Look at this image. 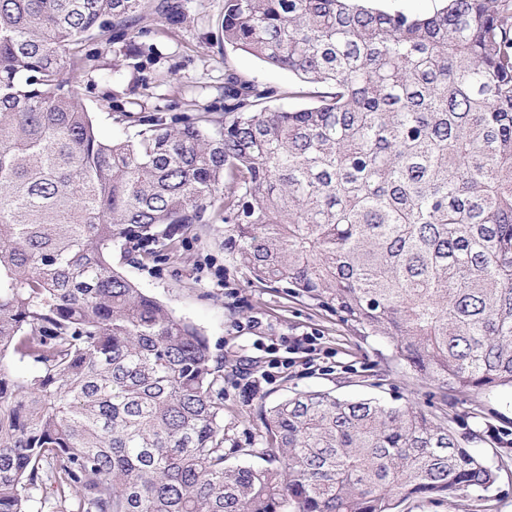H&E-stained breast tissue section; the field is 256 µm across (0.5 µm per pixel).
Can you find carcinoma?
<instances>
[{
	"label": "carcinoma",
	"mask_w": 512,
	"mask_h": 512,
	"mask_svg": "<svg viewBox=\"0 0 512 512\" xmlns=\"http://www.w3.org/2000/svg\"><path fill=\"white\" fill-rule=\"evenodd\" d=\"M224 0V124L142 120L105 141L69 46L149 0H0V512H400L479 500L509 466L466 448L448 400L512 387V0ZM155 10L180 21V5ZM213 212L257 288L387 341L425 408L299 391L260 405L267 466L226 464L224 360L112 266L176 252ZM19 362L27 372L14 371ZM375 6L385 10H403L414 14H427L433 11L436 0H377ZM477 503L464 499L455 502L428 498L412 499L402 505L403 512H485Z\"/></svg>",
	"instance_id": "1"
}]
</instances>
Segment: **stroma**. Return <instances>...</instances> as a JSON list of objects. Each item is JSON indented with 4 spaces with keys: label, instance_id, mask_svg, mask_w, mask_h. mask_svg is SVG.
Segmentation results:
<instances>
[{
    "label": "stroma",
    "instance_id": "obj_1",
    "mask_svg": "<svg viewBox=\"0 0 512 512\" xmlns=\"http://www.w3.org/2000/svg\"><path fill=\"white\" fill-rule=\"evenodd\" d=\"M183 15L169 25L155 10L139 15L124 36L105 31L72 45L71 85L101 138L135 135L139 117L209 113L224 120V77L233 70L247 78L287 89L293 77L256 57L224 48V0H182ZM112 264L138 288L166 302L175 314L206 337L224 358V427L236 449L229 463L260 466V456L242 457L259 445V404H275L296 391L324 390L341 398H378L395 403L415 392L427 400L429 388L413 383L395 367L382 386L372 372L386 343L360 340L325 312L270 288L254 287L224 250L217 225H198L176 255L136 264L113 252ZM472 397L461 394L455 408L459 432L470 433L468 448L485 459L512 441V389L484 394L490 421L469 414Z\"/></svg>",
    "mask_w": 512,
    "mask_h": 512
}]
</instances>
